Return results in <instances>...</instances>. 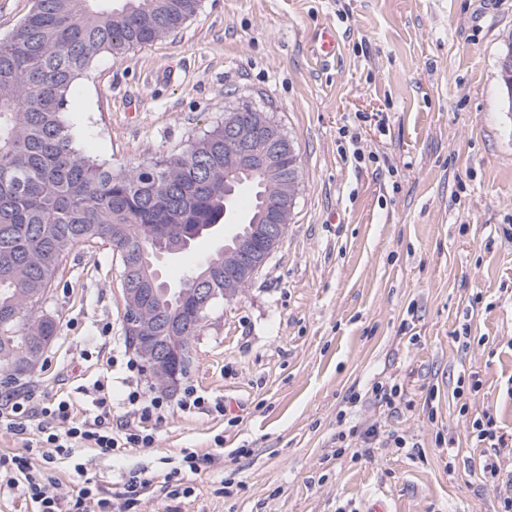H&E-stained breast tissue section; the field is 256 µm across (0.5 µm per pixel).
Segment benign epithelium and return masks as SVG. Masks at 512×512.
<instances>
[{
  "label": "benign epithelium",
  "instance_id": "7a95c632",
  "mask_svg": "<svg viewBox=\"0 0 512 512\" xmlns=\"http://www.w3.org/2000/svg\"><path fill=\"white\" fill-rule=\"evenodd\" d=\"M299 156L280 125L254 109L237 107L224 114V177L231 184L244 176L257 177L278 175L269 192L264 208V223L254 224L247 230L235 229L225 236L232 243V254L224 259V265L206 263L201 277L193 280L191 295L195 309L191 314L178 318L159 316L150 321L145 316L146 306L138 294L124 287L122 293L127 301L128 328L133 349L150 359L155 379L166 388L173 387L178 373L169 372V359L173 356L185 359L184 349L177 343L174 333L196 327L202 313L206 312L219 295L207 284L224 277V299L231 296L229 289L240 282H250L261 272L269 257L284 237L294 208L296 188L299 181ZM195 237L177 228H172L159 238L160 252L153 254V241L149 240L136 249L138 265L147 270L142 282L160 280L158 272L152 271L150 258L158 260L173 257L190 248ZM50 339H36V346L27 351L10 355V369L17 374H26L36 369L40 356Z\"/></svg>",
  "mask_w": 512,
  "mask_h": 512
}]
</instances>
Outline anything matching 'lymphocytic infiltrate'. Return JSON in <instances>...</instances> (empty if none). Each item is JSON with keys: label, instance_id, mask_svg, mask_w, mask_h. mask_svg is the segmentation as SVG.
Here are the masks:
<instances>
[{"label": "lymphocytic infiltrate", "instance_id": "1", "mask_svg": "<svg viewBox=\"0 0 512 512\" xmlns=\"http://www.w3.org/2000/svg\"><path fill=\"white\" fill-rule=\"evenodd\" d=\"M125 401L128 407L126 419L116 432L107 424V398H97L98 414L83 418L74 416L70 402L44 405L40 409L41 416L59 420L64 423L65 430L63 434L51 433L37 440L28 438V427L24 423L31 415L30 409L24 403L12 402L0 412V418L16 422L18 434L26 436L27 447L34 449L36 455L32 458H0V497L23 496L32 503L33 512H88L91 489L84 486L65 494L55 493L50 489L52 479L45 467L68 457L76 448H96L112 454L123 448L151 447L154 435L147 425L161 419L166 406L164 399L135 386L129 390ZM467 432L475 447L490 451L482 464L481 476L484 486L499 492L497 512H512V488L503 487L501 464L504 450L512 448V431L501 427L493 413L486 410L468 423ZM37 458L42 460V467L34 466L33 461Z\"/></svg>", "mask_w": 512, "mask_h": 512}]
</instances>
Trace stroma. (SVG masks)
I'll use <instances>...</instances> for the list:
<instances>
[{"label":"stroma","mask_w":512,"mask_h":512,"mask_svg":"<svg viewBox=\"0 0 512 512\" xmlns=\"http://www.w3.org/2000/svg\"><path fill=\"white\" fill-rule=\"evenodd\" d=\"M511 31L512 0H201L179 31L76 81L77 145L113 168L181 152L247 105L278 122L301 177L279 246L193 343L185 379L208 407L163 391L151 447L74 449L50 469L54 492L83 483L114 502L136 469L152 480L136 512H361L369 489L395 512H494L459 409L512 429V108L498 77ZM120 279L109 245L74 247L48 300L59 334L0 399L92 414L100 381L119 425L133 354ZM474 371L480 391L454 397ZM378 382L409 410L373 400ZM345 424L406 445L338 452Z\"/></svg>","instance_id":"stroma-1"}]
</instances>
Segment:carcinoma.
I'll return each mask as SVG.
<instances>
[{"label":"carcinoma","instance_id":"obj_1","mask_svg":"<svg viewBox=\"0 0 512 512\" xmlns=\"http://www.w3.org/2000/svg\"><path fill=\"white\" fill-rule=\"evenodd\" d=\"M34 0L0 40V354L53 338L45 308L64 257L80 243L135 246L158 224H218L224 198V122L188 150L115 171L84 154L69 123L70 92L92 62L179 29L201 0ZM124 237L112 238L113 226ZM153 308L176 312L160 287Z\"/></svg>","mask_w":512,"mask_h":512}]
</instances>
